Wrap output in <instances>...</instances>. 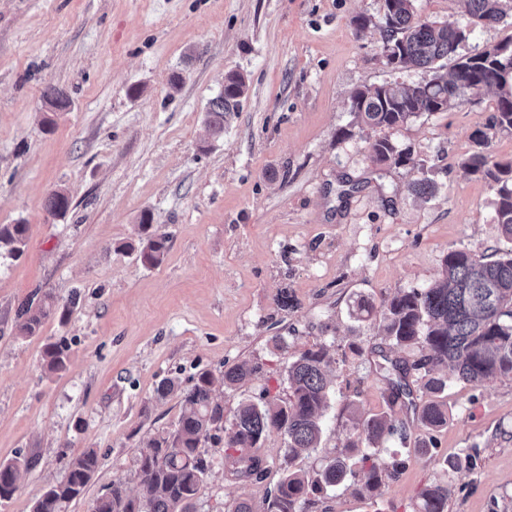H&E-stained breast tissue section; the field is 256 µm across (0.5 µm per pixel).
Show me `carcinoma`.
Segmentation results:
<instances>
[{
    "label": "carcinoma",
    "instance_id": "obj_1",
    "mask_svg": "<svg viewBox=\"0 0 512 512\" xmlns=\"http://www.w3.org/2000/svg\"><path fill=\"white\" fill-rule=\"evenodd\" d=\"M416 0H383L384 25L380 27L381 51L390 44L401 46L408 64L426 69L429 77L419 83L386 82L373 89H359L352 96L356 124L368 128L395 130L408 120L423 114L446 112L466 95L483 91L496 96V109L489 130L476 131L473 148L463 160V168L494 185V222L503 236L512 241V161L492 159L490 147L498 133H512V77L502 80L505 69L512 71V38L496 44L507 53L469 64L458 53L464 26L457 21H431L417 15ZM467 25L494 26L512 19V0H464ZM451 63L448 77L439 74L441 61ZM242 75L229 72L224 90L212 98L206 108L205 124L212 135L224 133V113L236 112L246 95ZM44 102L61 112L70 99L49 85ZM373 163L400 165L407 156L388 137L370 144ZM70 200L60 189L46 202L49 212L64 214ZM147 236L140 239V257L148 265L158 264L166 251V236L149 233V217H141ZM28 226L0 225V250L12 257L23 254ZM58 312L54 297L47 293L38 303H27L18 313L16 335L30 338L40 333L44 322ZM383 336L391 348L417 347L423 354L408 366L398 359L382 355L379 369L388 381L386 411L354 425L357 439L349 441L346 454L329 461L314 475L293 469L294 460L303 452L318 447L322 417L328 406L331 361L322 345L315 344L289 364L286 397H268L255 403L239 404L230 426L224 429V460L232 474L262 479L265 468L258 455L262 442L271 433L280 434L286 444L283 477L274 492L264 500V512H297L309 494L350 483L378 496L395 477L401 463L389 466L372 461L368 449L376 448L387 436L398 435L406 442L408 434L399 429L396 409L414 403V387L409 371L418 374L417 388L430 394L417 414L429 430L448 423V403L440 395L448 387V378L479 385L495 378H512V249L495 259L477 256L466 249L444 255L439 278L422 290L401 291L387 301L382 312ZM48 370L62 371L67 366L68 347L62 342L44 348ZM259 367L247 362L224 371V385L233 387L248 381ZM215 377L198 374L194 384L180 391L185 411L177 426L156 438L140 455L141 497L127 493L122 481L95 499L92 512H193L194 502L208 477L210 461L201 451L203 442L214 438L212 431L224 423V408L214 399ZM22 462H0V502L17 490ZM98 467V457L88 449L75 457L66 478L47 488L33 512H66L68 504L80 497ZM448 487L436 484L427 488L418 512H447Z\"/></svg>",
    "mask_w": 512,
    "mask_h": 512
}]
</instances>
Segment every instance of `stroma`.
Returning <instances> with one entry per match:
<instances>
[{"label": "stroma", "mask_w": 512, "mask_h": 512, "mask_svg": "<svg viewBox=\"0 0 512 512\" xmlns=\"http://www.w3.org/2000/svg\"><path fill=\"white\" fill-rule=\"evenodd\" d=\"M381 15L382 0H0V224L28 227L24 254L0 255V462H30L0 512H33L89 448L97 470L67 512H90L117 480L140 494L142 450L184 410L179 393L158 399L162 380L187 389L201 372L259 364L243 386L218 388L229 421L242 400L285 395L289 364L320 344L332 359L323 434L294 461L315 472L357 419L386 408L384 302L428 287L449 250L512 248L494 189L461 166L493 94L390 132L355 126V90L427 77L386 66ZM232 70L247 95L215 138L205 110ZM49 83L71 105L48 128ZM385 136L406 164L369 160ZM417 178L434 184L431 197L411 190ZM58 189L70 198L61 217L45 207ZM146 212L168 238L155 266L125 248ZM283 289L294 308H279ZM45 293L67 317L16 337L19 307ZM362 298L375 307L366 320L353 313ZM59 341L69 362L51 374L42 352ZM445 396L437 430L397 412L409 440L387 439L375 457L403 463L382 495L339 487L302 512H415L434 484L448 486V512H512V379L452 380ZM205 449L197 512L238 500L262 512L283 438L264 441L260 480L231 474L223 444Z\"/></svg>", "instance_id": "1"}]
</instances>
